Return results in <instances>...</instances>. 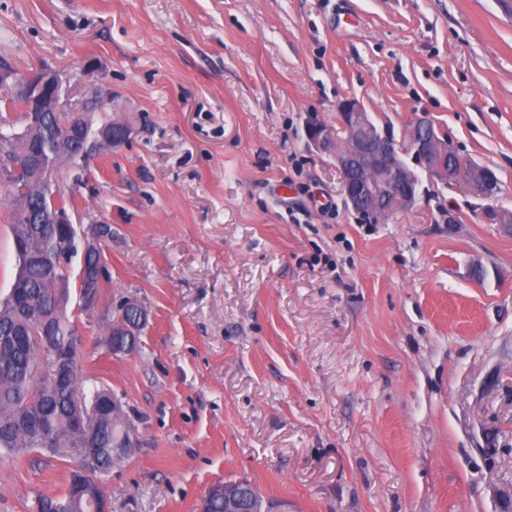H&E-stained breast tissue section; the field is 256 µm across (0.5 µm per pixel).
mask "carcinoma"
I'll list each match as a JSON object with an SVG mask.
<instances>
[{
	"instance_id": "carcinoma-1",
	"label": "carcinoma",
	"mask_w": 512,
	"mask_h": 512,
	"mask_svg": "<svg viewBox=\"0 0 512 512\" xmlns=\"http://www.w3.org/2000/svg\"><path fill=\"white\" fill-rule=\"evenodd\" d=\"M69 113L47 112L44 135L50 140L60 131ZM15 208L11 231L18 265L11 292L0 299V456H17L46 450L61 457L83 459L88 467L72 472L60 496L42 495L37 512H97L93 497L76 494L75 477L81 476L85 489L99 492L101 475L110 471L119 458L114 448L124 447L126 421L112 414V390L95 387L78 396L85 379L81 377L82 337L67 315L66 306L54 303L55 286L64 277L63 264L55 255V229L43 224L42 193L35 190L19 198L9 189ZM53 325L55 336L45 344L41 323ZM23 337L11 345L7 338ZM66 347L70 353V379L54 382V374L44 377V365H52L54 351ZM201 505L204 512H224V487L209 488Z\"/></svg>"
}]
</instances>
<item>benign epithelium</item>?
<instances>
[{"label": "benign epithelium", "mask_w": 512, "mask_h": 512, "mask_svg": "<svg viewBox=\"0 0 512 512\" xmlns=\"http://www.w3.org/2000/svg\"><path fill=\"white\" fill-rule=\"evenodd\" d=\"M0 89L20 102L25 127L21 132L0 129V142L11 146L20 143L30 146L39 138L42 116L45 112L66 111V91L55 74L47 69L37 74L25 75L0 65ZM340 121L347 132L343 140L317 117L310 116L305 122L308 143L316 151L329 156L339 170L345 189L347 207L364 220L380 224L386 220L395 205L411 206L419 198L421 179L425 174L430 180L446 184L457 179L455 163L448 159L452 140L439 130L427 115L423 114L407 124L399 137L379 131L373 124L361 102L350 98L337 106ZM64 134L51 151V159L34 156L24 163L10 162L0 177L13 180L29 175L30 180L43 192V221L61 224L66 236L57 240V250L67 257L71 253L73 238L81 241L83 254L102 255L103 246L112 240V225L92 224L89 229L72 221L71 214L60 192L54 187V170L67 158V138L77 134L84 142L97 138V143L108 146L124 143L129 135L127 125L112 122L92 131L87 113L78 116L76 122L68 121ZM411 162H406L405 157ZM496 175L487 167L473 163L469 166L467 193L485 202L483 217L490 224H506L512 218L509 212L495 205L493 191ZM104 263L94 268L82 265L78 275L79 296L83 306L92 305L95 290L104 278ZM127 333L124 346L112 347V352L129 356L138 349L136 331L122 327ZM224 512H269L263 499L254 496L247 508L239 506L229 491H224Z\"/></svg>", "instance_id": "1"}]
</instances>
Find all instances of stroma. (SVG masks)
I'll return each mask as SVG.
<instances>
[{"mask_svg":"<svg viewBox=\"0 0 512 512\" xmlns=\"http://www.w3.org/2000/svg\"><path fill=\"white\" fill-rule=\"evenodd\" d=\"M0 61L130 128L60 176L74 221L112 227L96 304L75 257L67 305L139 434L102 477L112 512H197L244 478L287 512H512V234L428 181L363 223L304 130L342 133L347 98L396 132L428 115L512 210V0H0ZM11 206L0 185L1 295ZM124 297L149 324L115 357ZM74 468L0 458V512ZM121 327H122V331H123L121 334L127 333L128 334L127 339H126V335L114 336V329L112 331V320H111L110 323L107 326V330H106V333L104 334V337L101 338L100 341H99V342L104 344V346L106 347L107 351L112 356H115L114 353L115 354H121L123 356H129V355H132L133 353H135L137 351V349H138L137 336L141 335V332L146 327V324L143 325L142 327H140L138 329L137 333H136V331L132 327H129V328L126 327V326H121ZM125 340H126V342H125ZM112 343L113 344H122V343H124V346L119 348V347L114 345L112 347Z\"/></svg>","mask_w":512,"mask_h":512,"instance_id":"1","label":"stroma"}]
</instances>
